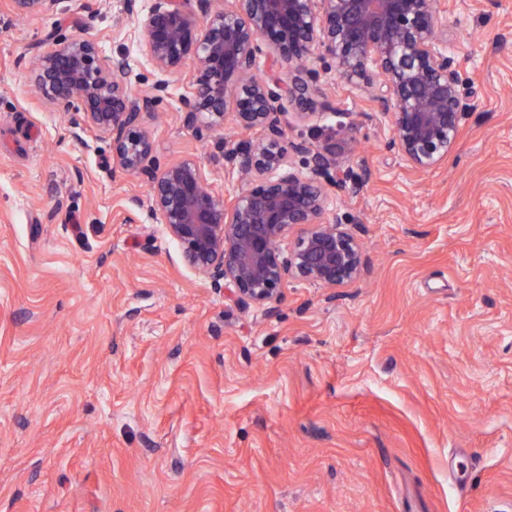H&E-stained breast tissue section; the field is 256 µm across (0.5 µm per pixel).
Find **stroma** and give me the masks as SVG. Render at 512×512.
<instances>
[{"mask_svg":"<svg viewBox=\"0 0 512 512\" xmlns=\"http://www.w3.org/2000/svg\"><path fill=\"white\" fill-rule=\"evenodd\" d=\"M471 92L420 172L370 95L317 65L359 191L329 214L363 243L335 289L243 304L182 261L112 139L35 86L49 38L162 77L125 0H0V512H512V0H447ZM185 63L149 120L155 165L192 158L232 198L225 130L196 138Z\"/></svg>","mask_w":512,"mask_h":512,"instance_id":"1","label":"stroma"}]
</instances>
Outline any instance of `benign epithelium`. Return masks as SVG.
<instances>
[{
	"mask_svg": "<svg viewBox=\"0 0 512 512\" xmlns=\"http://www.w3.org/2000/svg\"><path fill=\"white\" fill-rule=\"evenodd\" d=\"M60 0H12L20 15L54 9ZM196 7H191V3ZM153 0L145 12L125 0L143 33L141 51L163 74L191 59L183 124L197 136L231 123L253 134L224 150V165L248 180L230 200L209 187L200 164L184 159L157 170L145 126L155 99L131 92L129 54L100 53L87 37L54 43L39 55L34 82L73 108V128L112 137V161L146 177L147 207L195 273L224 283L240 303L277 301L290 278L320 288L359 279L363 250L348 225L331 217L323 179L347 157L338 130L317 145L290 140L285 107L307 121L335 112L306 63L329 60L336 76L371 94L390 119L394 143L415 169L440 166L456 143L466 87L448 49L441 0ZM268 72L258 74L260 58ZM288 66V77L278 70ZM307 157L308 172L292 156ZM300 229L288 257L280 245Z\"/></svg>",
	"mask_w": 512,
	"mask_h": 512,
	"instance_id": "1",
	"label": "benign epithelium"
}]
</instances>
